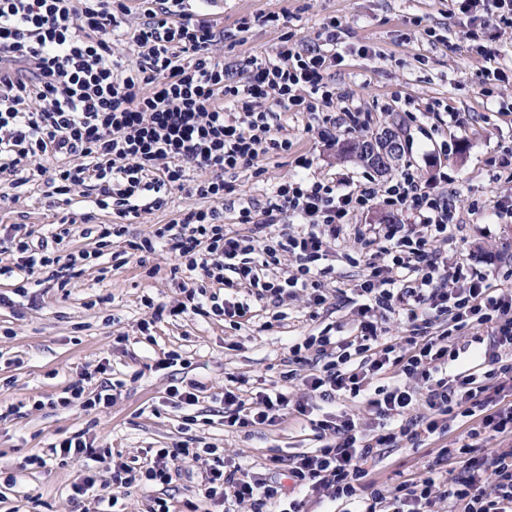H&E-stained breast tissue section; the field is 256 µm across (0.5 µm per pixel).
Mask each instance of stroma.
<instances>
[{
  "mask_svg": "<svg viewBox=\"0 0 512 512\" xmlns=\"http://www.w3.org/2000/svg\"><path fill=\"white\" fill-rule=\"evenodd\" d=\"M184 9L205 15L223 30L217 51L229 64L270 55L287 31L302 44L317 43L323 22L338 18L350 37L343 63L328 72L338 94L327 111L336 140L350 137L348 110L371 115L369 137L400 124L412 145L407 158L417 162L422 181L439 186L457 208L459 226L448 242L449 254L482 272L512 258V219L490 212L495 197L512 188V173L498 164L502 146L512 144V77L483 87L481 75L491 62L470 50V21L454 13L451 0H224L220 5L187 0ZM273 15L289 16V25L270 23ZM244 18L251 26L242 32L238 24ZM362 45L367 54H359ZM438 103L453 108L456 122L444 125L436 119L431 108ZM308 124L305 113L282 115L278 135L292 142V152L260 158L262 175L250 168L237 173L224 203L226 224H235L241 207L262 205L273 187L292 177L300 154L314 159L308 172L312 179L343 175L361 180L364 165L339 157ZM446 138L453 140V150L431 160L435 143ZM56 214L40 188L0 183V225L23 222L45 229ZM126 248L125 241L114 242L65 291L31 285L26 296L17 297L16 279L0 275V293L14 298L13 304L0 306V512H75L68 489L86 473L83 460H56L26 471L18 464L42 453L50 439L76 431H86L95 446L111 449L116 465L143 456L146 449L196 438L259 472L272 456L317 446L308 423L295 413L273 426L242 432L225 428L221 397L231 375L246 378L251 391L301 395V386L283 377L288 342L329 323L351 327L353 307L345 293L364 272L348 261L361 250L354 235H346L336 250L335 287L319 315L311 316L301 297L289 302L284 326L269 330L256 319L234 329L221 320L182 316L164 319L151 335H143L139 324L151 315L143 296L166 304L179 297L170 279L173 257L160 251L141 263L124 261L120 254ZM171 350L182 354L183 364L157 369ZM105 377L124 383L112 406L84 411L59 405L72 383L82 382L91 397ZM182 380L203 386L193 410L197 422L189 427L167 398L168 386ZM433 448L430 441L419 448L405 444L368 468L377 481L394 484L422 471L435 456ZM10 477L15 480L11 486L6 483Z\"/></svg>",
  "mask_w": 512,
  "mask_h": 512,
  "instance_id": "stroma-1",
  "label": "stroma"
}]
</instances>
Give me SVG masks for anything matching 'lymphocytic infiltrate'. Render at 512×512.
<instances>
[{
	"label": "lymphocytic infiltrate",
	"instance_id": "f902f5d3",
	"mask_svg": "<svg viewBox=\"0 0 512 512\" xmlns=\"http://www.w3.org/2000/svg\"><path fill=\"white\" fill-rule=\"evenodd\" d=\"M483 2L491 17L467 39L492 60V30L512 27V0H454V8L472 17ZM134 12L127 0H0V181L40 186L64 211L46 236L26 224L0 225V252L12 255L18 276L39 275L66 288L113 238L165 208L176 191L207 205L179 211L130 242L136 254L173 255L170 274L181 295L173 306L146 299L151 318L143 329L188 313L238 328L262 301L276 309L264 323L270 329L301 291L321 309L327 261L348 225L364 246L366 272L354 288L349 335L329 325L290 346L285 377L299 381L304 396L260 391L246 398L239 386L224 390L226 427L272 426L293 411L308 418L314 451L270 457L260 474L208 444L158 448L145 461L113 468V492H96L88 476L71 484L70 500L82 512H126L120 489L169 486L204 459L190 512L203 503L305 512L312 499L354 512H436L443 502L448 512H512V400L503 395L512 386V289L492 287L489 273L437 251L458 225L447 194L422 183L411 167L382 190L369 182L311 180L305 172L312 161L302 154L300 175L279 184L261 208L239 209L238 229L223 223L219 205L239 170L269 152L291 150L277 136L281 115L303 112L318 123L322 108L334 104L326 73L344 59L342 22L324 23L319 47L281 36L272 57L244 61L240 80L214 51L221 31L187 13L184 0H142L135 23ZM116 44L128 45L134 60L116 56ZM78 195L111 211L112 223L71 212ZM379 202L409 213L413 223L353 224ZM287 218L297 230L282 229ZM78 234L94 237L95 250L61 254L60 244ZM394 315L408 325L407 335H389L386 322ZM467 331L472 342H461ZM477 360L487 366L480 376L469 368ZM306 365L311 373L299 374ZM345 399L364 405L376 428L336 413ZM456 422L466 433L444 447ZM428 440L440 444L438 463L458 464L451 481L429 466L390 485L363 467L386 449ZM72 457L101 468L110 466L112 452L76 432L24 457L19 468Z\"/></svg>",
	"mask_w": 512,
	"mask_h": 512
}]
</instances>
